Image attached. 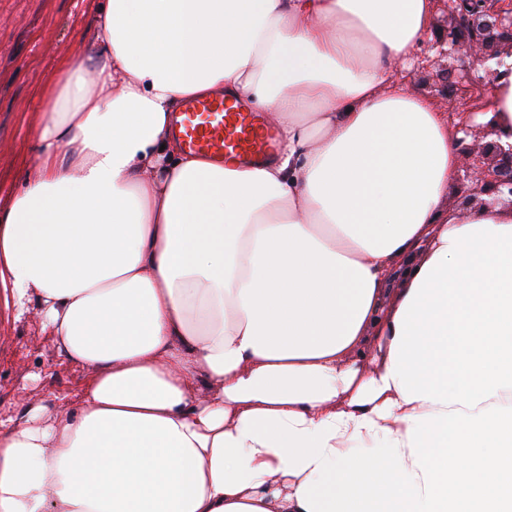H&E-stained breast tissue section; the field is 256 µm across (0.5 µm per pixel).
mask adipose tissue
<instances>
[{"mask_svg":"<svg viewBox=\"0 0 512 512\" xmlns=\"http://www.w3.org/2000/svg\"><path fill=\"white\" fill-rule=\"evenodd\" d=\"M432 2L107 0L0 209V290L94 378L0 421V512H512V209H446L448 126L391 77ZM209 95L278 158L185 153Z\"/></svg>","mask_w":512,"mask_h":512,"instance_id":"ef3b65f1","label":"adipose tissue"}]
</instances>
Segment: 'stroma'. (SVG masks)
<instances>
[{"label": "stroma", "mask_w": 512, "mask_h": 512, "mask_svg": "<svg viewBox=\"0 0 512 512\" xmlns=\"http://www.w3.org/2000/svg\"><path fill=\"white\" fill-rule=\"evenodd\" d=\"M106 0H0V207L21 193L35 170L39 147L30 132L32 113L46 105L47 92L62 65L87 57L98 45L94 26ZM442 0L411 67L394 70L415 94L447 111L448 97L437 77L448 59L435 44L448 31ZM91 371L69 360L46 326L38 304L16 316L0 302V419H23L46 405L77 409Z\"/></svg>", "instance_id": "35a3bbf8"}]
</instances>
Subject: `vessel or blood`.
<instances>
[{
	"label": "vessel or blood",
	"instance_id": "vessel-or-blood-1",
	"mask_svg": "<svg viewBox=\"0 0 512 512\" xmlns=\"http://www.w3.org/2000/svg\"><path fill=\"white\" fill-rule=\"evenodd\" d=\"M185 150L242 167L274 160L276 133L261 113L226 97L189 98L174 122Z\"/></svg>",
	"mask_w": 512,
	"mask_h": 512
}]
</instances>
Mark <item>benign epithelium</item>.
I'll return each instance as SVG.
<instances>
[{
  "mask_svg": "<svg viewBox=\"0 0 512 512\" xmlns=\"http://www.w3.org/2000/svg\"><path fill=\"white\" fill-rule=\"evenodd\" d=\"M452 19L448 25L446 49L448 71L457 74L459 83H483L512 76V0H444ZM496 140L485 145L487 160L466 169L464 177L470 183L471 198L482 197L480 206L509 205L512 207V128L505 131L491 118L485 123ZM472 117L459 123L454 143L458 154L472 152L468 138L473 135Z\"/></svg>",
  "mask_w": 512,
  "mask_h": 512,
  "instance_id": "obj_1",
  "label": "benign epithelium"
}]
</instances>
